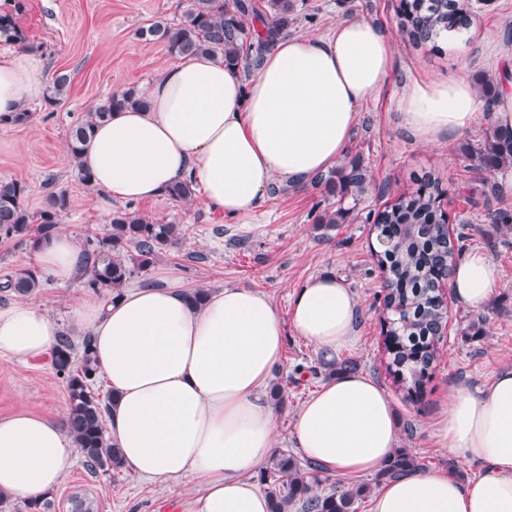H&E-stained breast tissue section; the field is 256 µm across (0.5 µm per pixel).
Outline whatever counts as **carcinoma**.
<instances>
[{
  "label": "carcinoma",
  "instance_id": "carcinoma-1",
  "mask_svg": "<svg viewBox=\"0 0 512 512\" xmlns=\"http://www.w3.org/2000/svg\"><path fill=\"white\" fill-rule=\"evenodd\" d=\"M292 0H187L178 22L160 17L138 36L162 43L176 59L211 56L238 68L257 65L277 41L288 34V13ZM471 0H411L401 13L399 24L403 38L414 46L426 44L440 34L468 25ZM0 28L10 40L25 42V37L8 15H0ZM148 106L143 94L129 87L110 95L85 121L72 128L68 149L78 160L94 128L112 113L127 108ZM467 168L475 173L493 175L512 167V126L490 124L482 141L464 153ZM330 192L340 191V199L358 201L368 190L366 169L353 163L343 171L340 184L333 176L313 178ZM28 188L14 179H0V239L17 240L36 250L38 244L56 231L60 214L68 207L64 192H53L44 209L34 215L24 207ZM442 195L439 179L425 176L415 190L373 216L377 236L387 240V248L378 256L383 273L381 291L385 335L390 352L389 370L409 391L423 385L438 358L436 332L444 320L437 290V274L452 271L464 248L467 234H445L438 222V199ZM174 201L195 196L189 180L174 183L167 190ZM350 209L338 206L322 214L320 224H343ZM183 240L178 224H163L135 211L114 213L110 233L101 239H89L81 251L86 287L109 296L120 294L126 284L142 277L163 253L178 248ZM41 287L35 271L24 269L10 280L7 288L26 295ZM53 367L65 379L69 390V409L65 425L79 448L84 469L106 473L123 468L118 448L111 444L105 430V396L94 390L98 378L92 363L90 337L76 346L69 336H58L53 350ZM418 468L416 458L407 449L398 448L380 470L378 477L397 479ZM266 487L270 512H356L358 501L370 491L361 484L342 489L323 475L311 461L301 465L290 454H277L259 474Z\"/></svg>",
  "mask_w": 512,
  "mask_h": 512
}]
</instances>
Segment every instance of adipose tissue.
I'll return each instance as SVG.
<instances>
[{
  "label": "adipose tissue",
  "instance_id": "ef3b65f1",
  "mask_svg": "<svg viewBox=\"0 0 512 512\" xmlns=\"http://www.w3.org/2000/svg\"><path fill=\"white\" fill-rule=\"evenodd\" d=\"M393 61L381 27L346 20L327 35L280 39L249 76L205 56L172 64L145 91L147 109H125L95 127L81 157L98 191L96 208L152 200L190 179L203 204L228 217L264 201L273 181L303 183L343 156L360 105L385 84ZM31 53L0 55V117L39 102L46 91ZM402 123L421 144L464 134L479 118L475 85L460 73L414 80L397 100ZM39 273L65 286L80 268L73 238L56 232L35 251ZM502 274L482 252L462 257L448 279L459 303L485 310ZM177 276L94 295L71 310L72 334L91 336L95 364L112 402L108 437L125 469L160 480H191L186 512H269L251 477L274 449L270 382L283 357V327L326 351L347 344L360 314L352 290L331 274L293 295L288 320L267 296L243 287L212 289L191 305ZM58 329L40 308L0 306V358L45 354ZM449 453L480 466L460 482L415 470L381 487L373 512H512V372L449 391L431 423ZM297 448L328 473L382 468L399 430L384 390L349 372L322 383L296 412ZM60 420L21 409L0 418V493L26 499L53 492L74 464Z\"/></svg>",
  "mask_w": 512,
  "mask_h": 512
}]
</instances>
